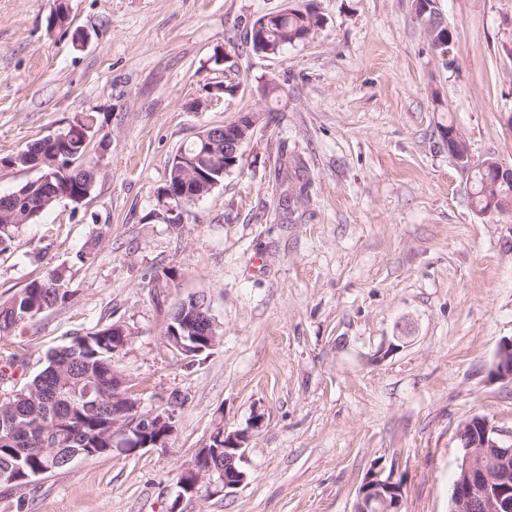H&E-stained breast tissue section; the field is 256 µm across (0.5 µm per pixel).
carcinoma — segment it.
Instances as JSON below:
<instances>
[{
	"mask_svg": "<svg viewBox=\"0 0 512 512\" xmlns=\"http://www.w3.org/2000/svg\"><path fill=\"white\" fill-rule=\"evenodd\" d=\"M321 24L310 10L288 9L276 14L266 24L261 19L249 31L253 52L278 54L285 46L296 44L313 35ZM96 118L86 114L53 138L39 139L26 149L0 157V168L34 169L38 176L26 182L7 200L0 196V252L8 249L19 226L33 222L62 199L78 205L90 194L99 173V160L87 153L97 135ZM194 160L187 168L171 164L166 181L182 186L187 199L168 200L185 208L195 206L193 195L202 191L210 180L222 183L224 176L207 170L209 158L224 153V142L210 136L196 138L185 146ZM457 166L468 172L474 207L482 214L512 211V181H501L491 168H475L466 159ZM73 298V292L61 276L50 271L27 283L11 298L0 303V377L13 374L24 364V357L13 350L12 333L46 311ZM207 296L188 298L173 308L165 330L170 326L186 328L191 337L180 355L185 360L207 354L210 349L192 339L199 321L196 307L206 304ZM131 336L128 326L113 322L92 333H78L71 340L47 355L46 366L14 394L0 398V483L23 486L38 476L58 473L70 467L69 456L91 449L93 456L112 453L128 442H169L172 433L140 430L136 418H145L140 410V397L135 384L116 366L120 351L115 342ZM121 411L119 420L133 429L121 434V427H112V411ZM224 463V443L210 440L209 447L200 448L191 460L196 469Z\"/></svg>",
	"mask_w": 512,
	"mask_h": 512,
	"instance_id": "carcinoma-1",
	"label": "carcinoma"
}]
</instances>
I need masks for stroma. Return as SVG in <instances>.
Wrapping results in <instances>:
<instances>
[{"label":"stroma","mask_w":512,"mask_h":512,"mask_svg":"<svg viewBox=\"0 0 512 512\" xmlns=\"http://www.w3.org/2000/svg\"><path fill=\"white\" fill-rule=\"evenodd\" d=\"M61 1L68 20L48 27ZM287 8L314 11L316 33L276 56L245 46ZM435 11L446 55L414 0H0V157L86 113L108 143L89 145L101 170L82 204L57 203L0 252V302L50 269L75 293L15 337L26 363L0 394L119 321L135 329L118 365L142 412L176 408L168 448L0 487V512L21 495L29 512H353L374 473L403 484L407 512H448L462 424L512 433V382L491 373L512 337V212L474 209L441 129L512 166V0ZM244 113L259 121L238 168L184 223L153 218L179 148ZM285 152L308 201L278 173ZM197 292L222 341L189 366L164 327ZM219 422L250 432L246 482L179 497Z\"/></svg>","instance_id":"35a3bbf8"}]
</instances>
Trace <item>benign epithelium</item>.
Listing matches in <instances>:
<instances>
[{
  "mask_svg": "<svg viewBox=\"0 0 512 512\" xmlns=\"http://www.w3.org/2000/svg\"><path fill=\"white\" fill-rule=\"evenodd\" d=\"M491 373L500 380L512 381V338L501 341L492 364ZM249 431L224 433V469L218 478L211 476L212 468L201 472L193 483H181L188 493L197 492L203 481L216 487V492L230 494L247 480L245 471L234 466L244 460V448ZM461 448L465 454L460 468L464 477L452 487L453 512H512V474L504 466L474 467L476 457L489 456L499 462L512 457V435L507 437L485 418L467 421L459 430ZM405 492L401 483L373 474L365 478L354 512H403Z\"/></svg>",
  "mask_w": 512,
  "mask_h": 512,
  "instance_id": "1",
  "label": "benign epithelium"
}]
</instances>
